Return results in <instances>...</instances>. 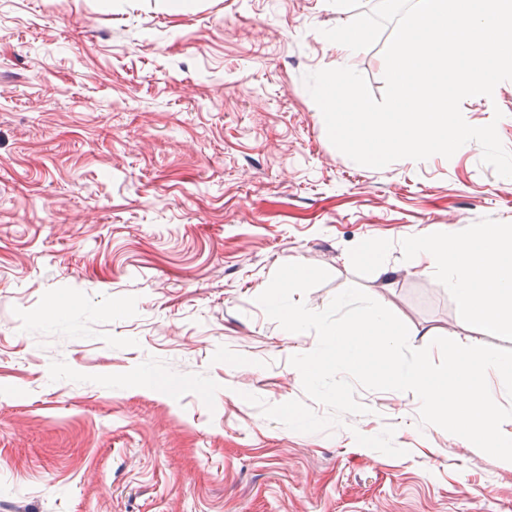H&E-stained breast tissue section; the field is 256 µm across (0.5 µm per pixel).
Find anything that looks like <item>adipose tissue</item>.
I'll use <instances>...</instances> for the list:
<instances>
[{"label":"adipose tissue","instance_id":"obj_1","mask_svg":"<svg viewBox=\"0 0 512 512\" xmlns=\"http://www.w3.org/2000/svg\"><path fill=\"white\" fill-rule=\"evenodd\" d=\"M406 250L424 271L447 278L461 323L512 335V226L439 232L407 241Z\"/></svg>","mask_w":512,"mask_h":512}]
</instances>
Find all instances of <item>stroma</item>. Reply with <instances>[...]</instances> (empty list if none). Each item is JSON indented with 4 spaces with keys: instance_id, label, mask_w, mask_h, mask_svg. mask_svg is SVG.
Segmentation results:
<instances>
[{
    "instance_id": "35a3bbf8",
    "label": "stroma",
    "mask_w": 512,
    "mask_h": 512,
    "mask_svg": "<svg viewBox=\"0 0 512 512\" xmlns=\"http://www.w3.org/2000/svg\"><path fill=\"white\" fill-rule=\"evenodd\" d=\"M376 3L0 0V512H512V464L420 426L413 393L357 388L369 414L319 433L246 400L306 398L289 359L316 335L256 301L291 262L331 274L311 310L356 284L412 347L512 349L404 249L512 225V178L475 142L357 164L304 85ZM391 35L350 60L377 98ZM461 111L512 151V81ZM368 241L387 274L351 262Z\"/></svg>"
}]
</instances>
